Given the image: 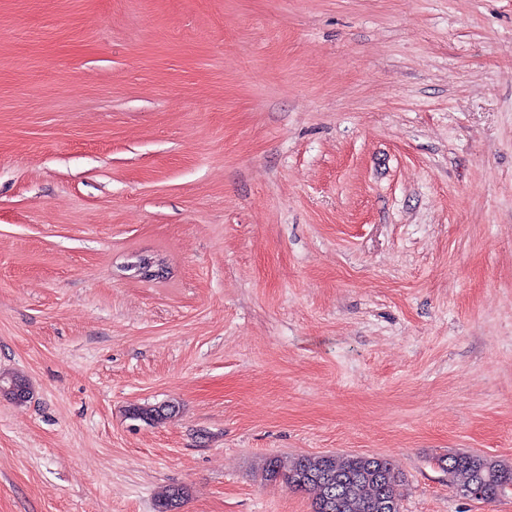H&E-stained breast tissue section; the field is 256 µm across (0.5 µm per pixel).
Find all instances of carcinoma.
Here are the masks:
<instances>
[{
    "label": "carcinoma",
    "instance_id": "cac0c4a2",
    "mask_svg": "<svg viewBox=\"0 0 512 512\" xmlns=\"http://www.w3.org/2000/svg\"><path fill=\"white\" fill-rule=\"evenodd\" d=\"M31 394L28 380L18 374L0 375V395L16 402ZM174 406L135 405L132 420L159 424L172 417ZM448 483L463 497L492 502L512 492V464L480 454L460 452L445 459ZM264 477L280 481L290 490L307 495L311 512H400L391 485L398 475L390 461L380 456L316 455L291 461L269 458ZM185 499L182 487L169 485L158 493L156 512H179Z\"/></svg>",
    "mask_w": 512,
    "mask_h": 512
}]
</instances>
